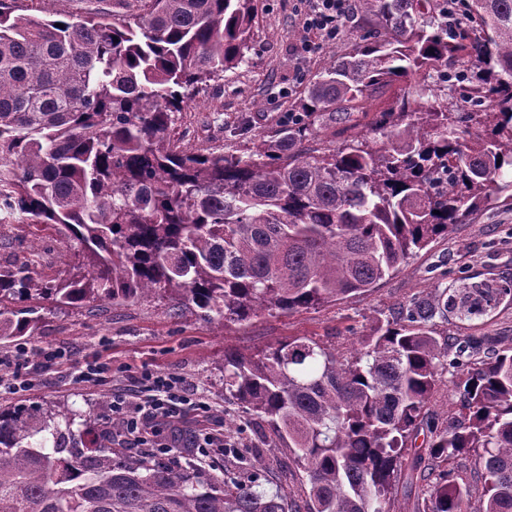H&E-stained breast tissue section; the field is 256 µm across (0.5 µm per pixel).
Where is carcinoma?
I'll return each mask as SVG.
<instances>
[{
  "label": "carcinoma",
  "mask_w": 512,
  "mask_h": 512,
  "mask_svg": "<svg viewBox=\"0 0 512 512\" xmlns=\"http://www.w3.org/2000/svg\"><path fill=\"white\" fill-rule=\"evenodd\" d=\"M260 2L141 0L116 22L0 0V212L82 245L49 279L0 263V341L35 335L44 301L166 295L220 323L317 308L512 201V0H462L475 25L452 31L448 0H359L379 33L310 82L302 119L232 152L177 146L173 114L246 61ZM384 85L367 124L383 147L302 149L318 122L358 126ZM484 294L415 295L345 359L307 336L224 351V396L288 450L302 500L267 491L262 466L175 469L112 447L110 430L85 441L68 409L0 405V512H390L392 490L419 481L423 512H512V344L456 345L434 323ZM448 371L462 410L438 425L426 405ZM469 457L476 484L452 468Z\"/></svg>",
  "instance_id": "1"
}]
</instances>
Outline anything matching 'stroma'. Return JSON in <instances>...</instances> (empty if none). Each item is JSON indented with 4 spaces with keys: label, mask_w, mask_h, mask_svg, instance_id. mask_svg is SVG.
<instances>
[{
    "label": "stroma",
    "mask_w": 512,
    "mask_h": 512,
    "mask_svg": "<svg viewBox=\"0 0 512 512\" xmlns=\"http://www.w3.org/2000/svg\"><path fill=\"white\" fill-rule=\"evenodd\" d=\"M139 6V0H53L51 9L65 17L103 11L120 19L137 13ZM303 8V0H263L246 63L196 93L177 113L172 138L203 152L240 148L269 134L281 127L284 113L295 111L310 81L371 31L356 9L336 42H319L301 25ZM305 41L314 44L312 53L300 52ZM80 248L76 239L54 231L0 221V261L29 264L36 277L56 274ZM474 285L490 291L482 311L464 321L449 316L438 322V332L460 340L489 336L500 346L512 343V204L491 202L447 235L433 239L372 290L293 314L265 311L220 325L202 320L191 306L174 316L168 301L154 298L97 301L62 311L46 307L38 334L27 342L33 353L27 369H17L14 345L0 342V403L61 404L81 421L111 402L113 393L136 390L143 372L175 373L190 393L208 402L210 427L234 440L244 453L238 458L214 452L205 457L175 448L163 454V461L182 467L195 463L216 475L260 462L277 479L286 469L288 453L273 447L270 435L238 432L243 410L224 397L225 350L256 354L288 337L308 336L346 356L361 336L410 296ZM56 348L66 350L67 358L41 366L40 352ZM91 360L109 364L107 379L96 385L76 381L81 365ZM19 375L25 385L18 389L14 382Z\"/></svg>",
    "instance_id": "stroma-1"
}]
</instances>
